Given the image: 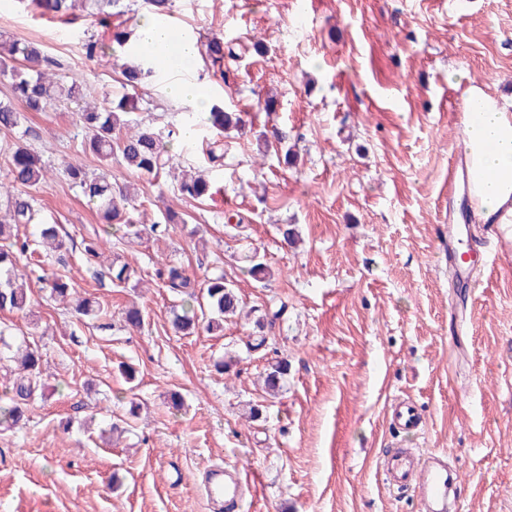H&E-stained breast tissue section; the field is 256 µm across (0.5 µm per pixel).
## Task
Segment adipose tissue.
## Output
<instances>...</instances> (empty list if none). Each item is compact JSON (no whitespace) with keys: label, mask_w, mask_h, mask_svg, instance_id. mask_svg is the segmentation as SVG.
<instances>
[{"label":"adipose tissue","mask_w":512,"mask_h":512,"mask_svg":"<svg viewBox=\"0 0 512 512\" xmlns=\"http://www.w3.org/2000/svg\"><path fill=\"white\" fill-rule=\"evenodd\" d=\"M141 42L151 58L171 68L174 77L168 94L204 112L209 100L194 76L199 55L194 43L174 46L168 27L149 17L141 25ZM467 103L473 108L462 131L465 144L466 183L470 202L489 224H512V111L482 86H470Z\"/></svg>","instance_id":"ef3b65f1"}]
</instances>
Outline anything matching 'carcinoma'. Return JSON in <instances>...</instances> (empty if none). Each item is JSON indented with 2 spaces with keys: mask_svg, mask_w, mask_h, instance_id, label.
I'll use <instances>...</instances> for the list:
<instances>
[{
  "mask_svg": "<svg viewBox=\"0 0 512 512\" xmlns=\"http://www.w3.org/2000/svg\"><path fill=\"white\" fill-rule=\"evenodd\" d=\"M42 15H52L64 21L72 20L73 11L81 10L87 19L107 24L112 18L131 11L125 0H21ZM112 42L127 53V58L117 57L113 65L120 69L127 92L112 100L111 105L99 107L88 102L90 92L84 82L67 79L50 72L56 62L29 43L0 40V75L9 83L13 101H0V131H11L20 120V111L44 112L59 104L75 112L77 121L86 132L85 147L102 163L101 172L90 175L82 165L63 162L71 181L80 188L87 202L96 208L104 222L118 225V230L129 239H139L146 225L139 224L130 216L132 200L130 187L112 181L110 167L117 162L139 178H159L169 164L163 137L153 128L133 118L140 110L139 89L155 77V71L144 65L142 56L146 49L133 39V30L119 22L113 26ZM201 55L214 64L224 61V56L234 57L233 51H224V38L212 37L198 42ZM194 125L202 126L222 135L224 131L237 129L242 118L237 112H226L219 103L212 104L207 112L194 117ZM48 173L47 164L24 143L15 144L9 152L6 181L0 182V197L7 198L5 215L0 217V311H31V298L24 285L26 274L19 269L20 257L31 260L38 249L55 258V264H67L62 253L63 241L57 226L41 224L34 208L33 190ZM178 194L193 201L206 198L211 182L202 174H181L176 185ZM23 224H36L38 231L31 240L20 233ZM158 276L166 288L182 298V313L175 315L172 327L177 333L190 335L202 328L208 332L224 331V317L233 315L239 308L235 288L224 276L205 281L202 293L207 306H195L199 302L196 293L198 283L180 266L168 265L158 270ZM50 298L73 308L79 316L97 313L92 302L83 298L71 304L73 289L66 275L56 273L49 284ZM21 374L13 379L12 396L0 404V425L18 424L25 409L40 387L43 360L40 352L29 346L17 348L12 355ZM288 374V362L279 360L270 365L266 373V387L275 395L282 388Z\"/></svg>",
  "mask_w": 512,
  "mask_h": 512,
  "instance_id": "obj_1",
  "label": "carcinoma"
}]
</instances>
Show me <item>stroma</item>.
I'll return each mask as SVG.
<instances>
[{
	"label": "stroma",
	"instance_id": "stroma-1",
	"mask_svg": "<svg viewBox=\"0 0 512 512\" xmlns=\"http://www.w3.org/2000/svg\"><path fill=\"white\" fill-rule=\"evenodd\" d=\"M167 22L235 52L199 64L209 100L245 122L225 134L203 201L178 197L169 177L113 166L150 226L126 244L60 170L66 160L100 167L73 112H28L0 131V179L19 139L55 166L35 194L39 218L62 225L73 286L101 307L80 319L51 301L47 259L27 268L32 315L0 312L14 340L31 336L44 384L25 423L0 427V512H216L204 492L211 465L253 474L239 512H420L417 497L382 481L380 460L397 448L445 457L460 475L457 512H512V233L473 228L469 246L485 247L487 261L463 324L441 247L464 92L512 97V0H175ZM0 35L36 44L95 98L123 92L111 58L82 49L90 35L111 48L108 27L0 0ZM171 79L162 72L141 89L137 118L177 130L167 144L176 166H203L213 135L180 137L193 107L168 98ZM270 92L278 102L266 117L257 102ZM278 130L295 164L280 163ZM169 208L183 223H165ZM288 225L299 233L292 246L280 234ZM95 238L108 245L89 267L81 253ZM252 254L270 280L249 275ZM125 262L136 278L113 280ZM166 263L199 281L224 275L240 315L219 335L176 333L178 303L155 276ZM132 304L143 313L134 330L122 317ZM282 304L281 319L256 327ZM258 334L266 344L247 348ZM230 355L238 364L216 372ZM277 360L288 374L272 397L263 376ZM123 362L137 368L134 383ZM174 392L183 407H171ZM408 397L424 427L393 435L389 409Z\"/></svg>",
	"mask_w": 512,
	"mask_h": 512
}]
</instances>
